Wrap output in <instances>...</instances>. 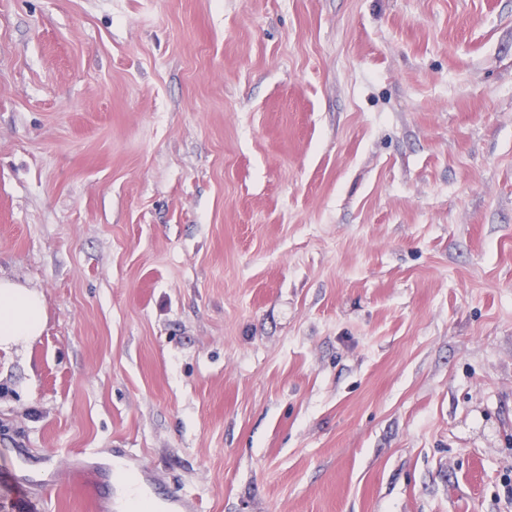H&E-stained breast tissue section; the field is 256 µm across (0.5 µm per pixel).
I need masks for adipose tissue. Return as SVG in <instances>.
<instances>
[{
	"mask_svg": "<svg viewBox=\"0 0 512 512\" xmlns=\"http://www.w3.org/2000/svg\"><path fill=\"white\" fill-rule=\"evenodd\" d=\"M46 302L36 290L0 277V349L26 345L44 331Z\"/></svg>",
	"mask_w": 512,
	"mask_h": 512,
	"instance_id": "obj_1",
	"label": "adipose tissue"
}]
</instances>
